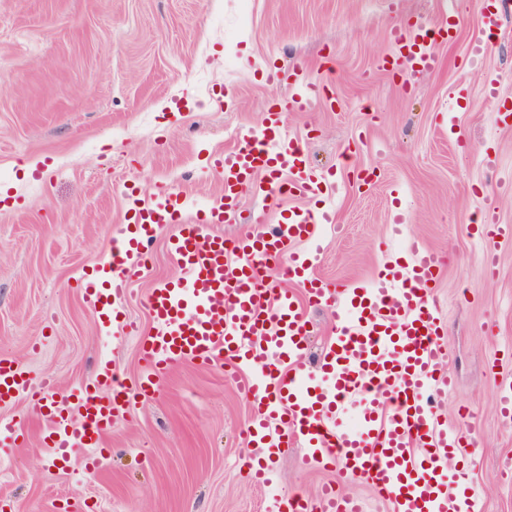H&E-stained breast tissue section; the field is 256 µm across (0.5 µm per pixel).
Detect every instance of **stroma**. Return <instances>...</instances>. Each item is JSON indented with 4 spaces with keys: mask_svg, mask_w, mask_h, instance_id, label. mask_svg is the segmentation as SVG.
<instances>
[{
    "mask_svg": "<svg viewBox=\"0 0 512 512\" xmlns=\"http://www.w3.org/2000/svg\"><path fill=\"white\" fill-rule=\"evenodd\" d=\"M456 11L430 73L385 72L390 34ZM479 0H0V358L67 390L109 360L142 375L136 340L152 288L180 277L158 229L150 265L102 326L76 287L158 187L205 206L222 188L213 158L289 103V133L327 174L320 199L242 194L231 239L271 233L281 210L331 209L296 251L334 287L370 280L406 241L437 252L432 291L455 390L443 422L470 410L466 468L480 512H512V422L496 409L512 382V239L495 263L472 234L512 226V14L486 33ZM498 86L488 100V79ZM306 104H296L303 84ZM136 332H126L127 323ZM254 405L213 366L177 365L112 426L98 472L59 468L32 422L0 450V512H267L273 496L313 497L337 472L282 449L275 489L253 485Z\"/></svg>",
    "mask_w": 512,
    "mask_h": 512,
    "instance_id": "35a3bbf8",
    "label": "stroma"
}]
</instances>
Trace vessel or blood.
Returning a JSON list of instances; mask_svg holds the SVG:
<instances>
[{"instance_id": "obj_1", "label": "vessel or blood", "mask_w": 512, "mask_h": 512, "mask_svg": "<svg viewBox=\"0 0 512 512\" xmlns=\"http://www.w3.org/2000/svg\"><path fill=\"white\" fill-rule=\"evenodd\" d=\"M455 29L452 16L439 26L395 29L391 70H435L431 44L451 38ZM214 165L224 185L200 218L182 222L186 195L158 188L133 208L108 262L84 285L101 318H110L113 300L125 296L132 275L143 271L157 229L178 225L168 250L182 275L148 296L153 331L139 341L145 366L139 392L153 393L160 377L182 362L230 364L229 381L257 405L248 435L261 447L299 443L303 464L359 475L393 512H478L474 486L464 480L449 487L445 475L449 456L463 452V431L448 429L435 408L453 389L444 367V326L431 297L439 255L410 242L408 262H387L373 282L336 290L291 252L313 225L329 222L327 213L289 210L267 236L229 240L212 232V225L236 221L240 197L256 175L265 176L262 190L270 195H322L327 180L288 134L283 109L268 110L259 133L238 134ZM271 266L298 293L275 288L266 274ZM306 304L328 308L336 318L335 338L315 363L304 355ZM15 401L25 410L0 416V446L20 445L28 422L37 418L46 424L57 462L80 453L96 469L105 436L127 414L130 389L108 361L94 384L59 392L52 381L35 380L19 364L0 359V403ZM350 403L361 407L353 427L343 423ZM288 505L290 512H365L363 499L340 493L333 483L313 499L289 498Z\"/></svg>"}]
</instances>
